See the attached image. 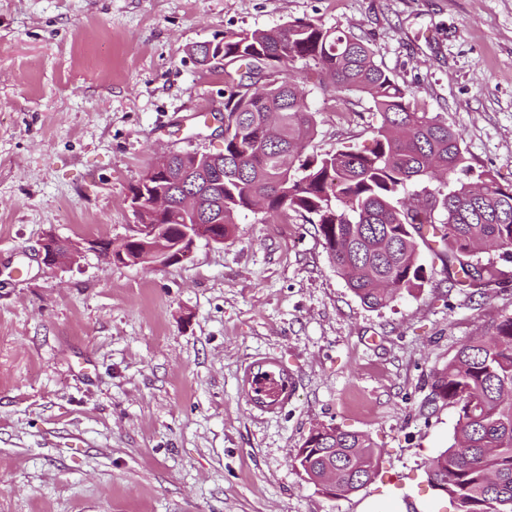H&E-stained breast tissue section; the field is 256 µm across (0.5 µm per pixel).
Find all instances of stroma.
Masks as SVG:
<instances>
[{"mask_svg": "<svg viewBox=\"0 0 512 512\" xmlns=\"http://www.w3.org/2000/svg\"><path fill=\"white\" fill-rule=\"evenodd\" d=\"M308 19L365 36L463 133L473 172L512 184V0H0V512H447L425 469L458 413L428 403L430 376L512 312V254H478L498 271L481 298L422 252L421 290L377 310L294 212H242L171 266L42 261L50 236L130 235L131 190L161 153L223 149L203 119L224 77L192 45ZM294 73L317 120L305 156L371 146L367 98ZM266 354L297 381L274 415L238 383ZM327 426L381 452L355 493L329 497L294 463Z\"/></svg>", "mask_w": 512, "mask_h": 512, "instance_id": "obj_1", "label": "stroma"}]
</instances>
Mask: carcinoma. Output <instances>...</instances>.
Returning <instances> with one entry per match:
<instances>
[{
    "mask_svg": "<svg viewBox=\"0 0 512 512\" xmlns=\"http://www.w3.org/2000/svg\"><path fill=\"white\" fill-rule=\"evenodd\" d=\"M224 57V182L196 152L170 153L166 183L200 207L217 206L224 234L258 200L267 213L289 210L312 224L336 272L362 304L390 305L422 287L425 246L441 261L449 287L487 295L497 271L472 261L480 246L512 249V186L489 173L456 180L414 206L402 194L415 181L471 171L462 134L438 115L420 111L414 93L373 60L366 38L314 20L226 31L221 40L192 48L197 62ZM311 61L325 76L320 87L368 98L381 119L368 152L351 146L320 158L304 156L316 128L306 91L290 71ZM207 65V64H205ZM208 70L217 66L207 65ZM143 224H165L170 236L180 212L147 211ZM429 402L458 409L455 443L427 462V482L453 512H512V312H502L464 342L431 375ZM298 464L314 483L336 472L343 495L369 483L379 454L358 432L325 427L304 442Z\"/></svg>",
    "mask_w": 512,
    "mask_h": 512,
    "instance_id": "carcinoma-1",
    "label": "carcinoma"
}]
</instances>
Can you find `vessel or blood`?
<instances>
[{"mask_svg": "<svg viewBox=\"0 0 512 512\" xmlns=\"http://www.w3.org/2000/svg\"><path fill=\"white\" fill-rule=\"evenodd\" d=\"M240 384L253 406L263 414L278 413L295 393L293 374L278 357L270 355L246 363Z\"/></svg>", "mask_w": 512, "mask_h": 512, "instance_id": "b4317fda", "label": "vessel or blood"}]
</instances>
